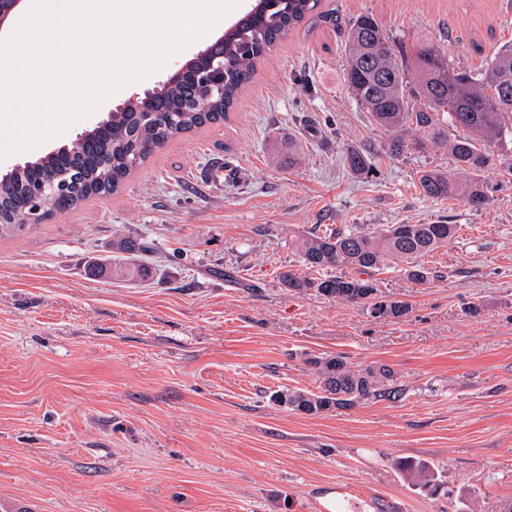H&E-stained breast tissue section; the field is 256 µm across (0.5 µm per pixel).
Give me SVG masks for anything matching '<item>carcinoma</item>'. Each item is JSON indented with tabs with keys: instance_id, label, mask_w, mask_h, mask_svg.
Masks as SVG:
<instances>
[{
	"instance_id": "obj_1",
	"label": "carcinoma",
	"mask_w": 512,
	"mask_h": 512,
	"mask_svg": "<svg viewBox=\"0 0 512 512\" xmlns=\"http://www.w3.org/2000/svg\"><path fill=\"white\" fill-rule=\"evenodd\" d=\"M321 0H254L251 8L224 30L213 43L224 55L223 92L211 95L196 88L188 75L171 83L157 99L154 111L144 112L129 101L112 113L104 127L93 128L84 140L71 142L23 166L0 175V236L40 224L64 214L91 197L112 195L148 158L140 147L161 146L175 137L228 120L240 93L256 74V63L318 10ZM344 83L357 104L387 131L397 132L390 150L399 155L407 148L402 133L410 128L421 134L413 145L420 151L445 149L451 169L434 168L420 173L418 186L427 199L445 201L463 197L474 208L487 205L500 191L483 173L493 165L492 145L512 136V41L476 71L458 70L448 63L431 39L409 47L389 38L371 14L352 21L346 46ZM435 58L455 82L436 91L421 73L424 56ZM351 170H370V158L357 151L346 156ZM53 174L70 184L69 193L36 212L26 195L43 175ZM456 224H391L368 231L358 226L329 228L321 233L295 235L292 243L300 268L280 273L287 288L317 294L379 310V316L399 319L408 304L378 296L374 272L397 269L417 283L430 280L432 271L423 258L448 246ZM141 264L118 261L112 276L128 281L143 279ZM318 376L319 390H286L273 396L280 406L309 415L348 409L365 401L399 393L394 372L386 366L355 369L340 357L306 359ZM411 483L437 493L441 484L428 463L411 458L396 462Z\"/></svg>"
}]
</instances>
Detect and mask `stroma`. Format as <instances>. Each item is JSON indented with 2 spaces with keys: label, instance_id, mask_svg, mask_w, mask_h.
<instances>
[{
  "label": "stroma",
  "instance_id": "obj_1",
  "mask_svg": "<svg viewBox=\"0 0 512 512\" xmlns=\"http://www.w3.org/2000/svg\"><path fill=\"white\" fill-rule=\"evenodd\" d=\"M434 38L476 70L512 40V0H322L257 65L230 122L185 133L118 193L0 238V512H503L512 503V183L482 209L424 198L446 153L388 151L343 85L350 22ZM300 148L296 170L271 159ZM358 151L375 168L357 174ZM458 225L434 278L377 272L398 320L284 287L297 232ZM145 239L144 281L97 278ZM478 307L471 315L470 307ZM397 374L399 394L308 415L310 357ZM428 462V495L394 468Z\"/></svg>",
  "mask_w": 512,
  "mask_h": 512
}]
</instances>
